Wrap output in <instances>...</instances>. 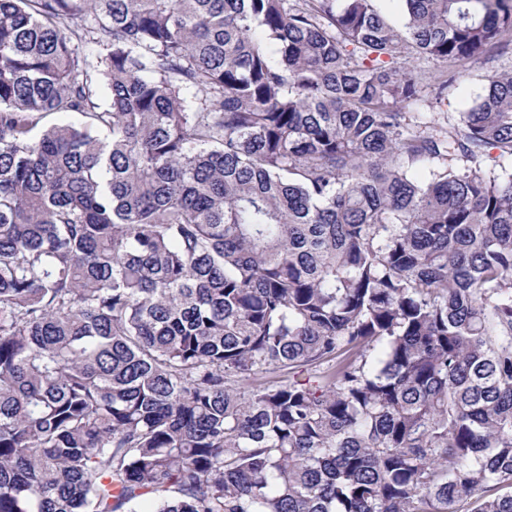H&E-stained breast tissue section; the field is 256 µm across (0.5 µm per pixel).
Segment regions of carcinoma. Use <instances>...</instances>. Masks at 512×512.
Here are the masks:
<instances>
[{
  "label": "carcinoma",
  "mask_w": 512,
  "mask_h": 512,
  "mask_svg": "<svg viewBox=\"0 0 512 512\" xmlns=\"http://www.w3.org/2000/svg\"><path fill=\"white\" fill-rule=\"evenodd\" d=\"M378 2L0 0V512H512V0ZM465 78L457 86L448 89V100L424 108L421 112H447L449 119H458L483 93L485 78L493 73L512 72V51L486 50L475 55L464 66Z\"/></svg>",
  "instance_id": "carcinoma-1"
}]
</instances>
